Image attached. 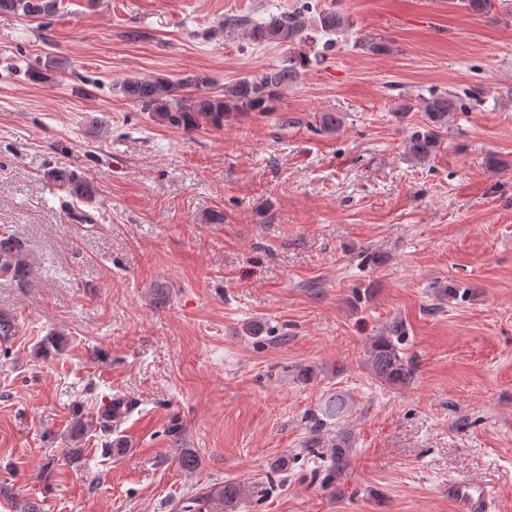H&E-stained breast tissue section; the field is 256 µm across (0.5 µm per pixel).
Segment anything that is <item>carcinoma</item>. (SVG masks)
I'll return each mask as SVG.
<instances>
[{
  "label": "carcinoma",
  "instance_id": "cac0c4a2",
  "mask_svg": "<svg viewBox=\"0 0 512 512\" xmlns=\"http://www.w3.org/2000/svg\"><path fill=\"white\" fill-rule=\"evenodd\" d=\"M61 0H0V13L18 15L27 19H47L60 8ZM350 26L349 20L341 13L326 10L317 17L308 19L304 13H271L268 17L253 22L244 17L228 16L224 21L203 33V36L222 38L244 28L250 39L257 43H285L294 45L306 39L307 31L317 30L325 35H336ZM64 70V63L56 56L47 55L44 60L26 68V75L34 82L54 80ZM300 78L296 65L275 66L259 74L243 76L224 86L219 91L210 90L211 79L196 75L179 81L155 75L131 76L118 87L126 100L139 106L154 120L171 128L193 131L208 127L221 130L224 119L244 112H271L278 100L279 91L295 83ZM195 91H190V88ZM418 107L425 113L427 123L412 128L407 139L410 157L417 162L427 161L440 146V133L448 130V122L460 110L458 99L446 91L432 92L421 96L417 102L406 101L398 111L407 112ZM47 177L61 182L68 194L78 201L95 199L96 187L85 177L75 173L50 171ZM33 268L21 244L12 236L0 235V276H6L20 284L32 275ZM406 330L403 322L395 321L385 334L377 336L367 348L366 361L376 379L395 388H402L414 380L417 367L413 359L404 353L403 345ZM347 403L343 396L328 398L321 413H310L308 430L309 448H328L331 452L332 470L339 474L347 466L350 452L349 436L338 432L327 438L322 433L337 421L346 411ZM121 416L112 411L99 413L97 423L76 420L71 428L73 440L82 438L99 427L100 440L105 453L122 454L127 445L121 439H111L112 424ZM180 467L193 471L199 466V458L191 448L174 449ZM240 497L239 487L226 481L215 484L202 499H218L227 504L235 503Z\"/></svg>",
  "mask_w": 512,
  "mask_h": 512
}]
</instances>
